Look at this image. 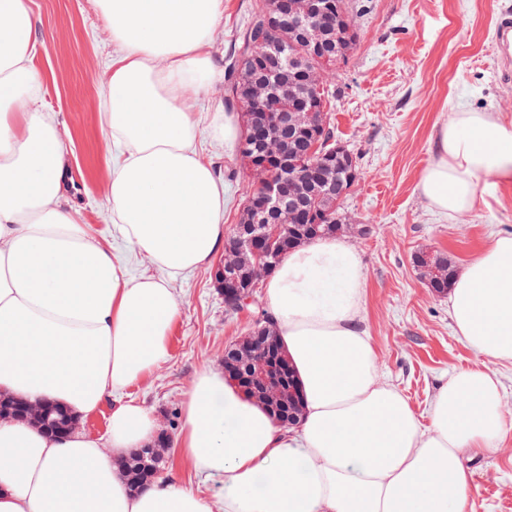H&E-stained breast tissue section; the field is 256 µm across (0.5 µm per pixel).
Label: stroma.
Masks as SVG:
<instances>
[{
    "instance_id": "35a3bbf8",
    "label": "stroma",
    "mask_w": 512,
    "mask_h": 512,
    "mask_svg": "<svg viewBox=\"0 0 512 512\" xmlns=\"http://www.w3.org/2000/svg\"><path fill=\"white\" fill-rule=\"evenodd\" d=\"M260 0H224L213 35L218 67L238 46L241 28ZM34 65L65 148L72 185L64 196L81 223L116 249L130 275L155 273L112 235L107 185L115 151L103 118L115 46L98 0H29ZM512 0H369L355 15L360 39L336 76L331 121L358 156L361 175L345 203L371 236H350L366 272L364 325L383 379L407 398L421 424L437 385L477 363L456 335L447 296L434 294L415 270L416 251L448 253L463 267L502 231H512V187L480 181L472 210L448 222L418 190L435 156L436 128L449 112L512 114V81L499 75L496 26ZM197 149L224 181V225L232 227L250 176L236 147L200 135ZM208 264L173 279L180 313L170 357L132 386L161 428L178 436L182 403L197 373L223 365L224 348L246 333L248 319L226 311ZM472 474L468 512H512V434L499 452L467 457Z\"/></svg>"
}]
</instances>
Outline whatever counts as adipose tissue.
<instances>
[{"label":"adipose tissue","mask_w":512,"mask_h":512,"mask_svg":"<svg viewBox=\"0 0 512 512\" xmlns=\"http://www.w3.org/2000/svg\"><path fill=\"white\" fill-rule=\"evenodd\" d=\"M117 57L106 124L118 151L108 182L121 240L165 277H129L62 204L65 152L41 105L27 0H0V392L76 417L111 401L104 436L49 433L0 419V512H212L177 473L130 491L118 459L154 443L151 409L125 392L169 357L180 303L170 280L224 246V185L202 162L200 133L232 145L233 113L192 109L218 83L210 52L223 0H100ZM512 184V121L456 111L420 174L429 209L455 221L481 178ZM267 310L304 392L284 428L222 369L183 402L181 464L221 477L224 512H466L470 452L512 432L492 365L512 363V232L459 271L448 299L479 364L449 374L429 426L384 382L363 325L366 274L355 248L323 238L284 258Z\"/></svg>","instance_id":"ef3b65f1"}]
</instances>
